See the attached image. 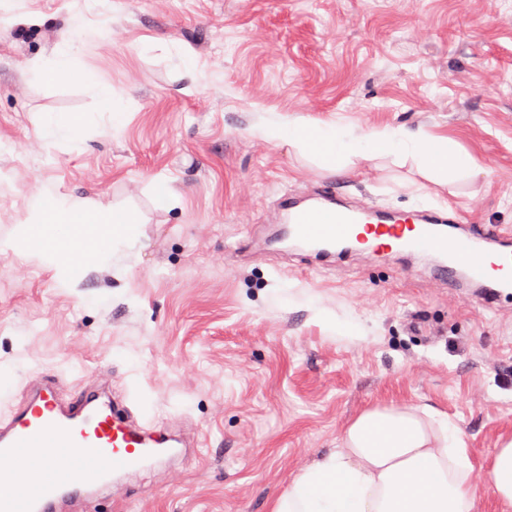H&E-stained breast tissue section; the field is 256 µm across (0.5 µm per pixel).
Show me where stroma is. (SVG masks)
<instances>
[{
    "instance_id": "stroma-1",
    "label": "stroma",
    "mask_w": 512,
    "mask_h": 512,
    "mask_svg": "<svg viewBox=\"0 0 512 512\" xmlns=\"http://www.w3.org/2000/svg\"><path fill=\"white\" fill-rule=\"evenodd\" d=\"M61 57L69 78H35ZM88 74L112 86L121 124ZM49 112L83 116L80 141L46 150ZM288 115L420 129L473 167L444 186L411 160L332 171L260 135ZM160 177L177 207H157ZM44 189L128 209L139 236L74 279L0 252V417L44 376L67 394L107 382L198 443L113 478L85 512H272L360 413L419 405L461 433L477 512H493L512 294L448 285L426 255L270 239L283 196L320 191L512 230V0H0V238Z\"/></svg>"
}]
</instances>
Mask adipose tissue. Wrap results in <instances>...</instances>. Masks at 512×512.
<instances>
[{
  "label": "adipose tissue",
  "mask_w": 512,
  "mask_h": 512,
  "mask_svg": "<svg viewBox=\"0 0 512 512\" xmlns=\"http://www.w3.org/2000/svg\"><path fill=\"white\" fill-rule=\"evenodd\" d=\"M260 133L331 169L365 154L412 158L423 175L443 185L449 169L470 166L445 141L389 126L354 133L336 122L290 116L265 124ZM136 236V220L127 211L96 216L86 201L46 192L32 223L1 239L0 250L37 256L74 279L84 260L106 258ZM473 469L466 442L446 414L427 405L371 408L343 429L333 451L295 475L273 512H476ZM487 482L497 512H512V438L497 446Z\"/></svg>",
  "instance_id": "ef3b65f1"
}]
</instances>
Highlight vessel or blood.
Returning <instances> with one entry per match:
<instances>
[{
  "mask_svg": "<svg viewBox=\"0 0 512 512\" xmlns=\"http://www.w3.org/2000/svg\"><path fill=\"white\" fill-rule=\"evenodd\" d=\"M288 221L292 234L309 243L355 236L382 249L430 251L442 257L447 275L460 271L475 286L512 289V247L482 251L480 240L494 239L493 231L453 234L440 213L418 224L384 219L363 226L346 210L292 206ZM184 445L178 434L157 429L131 408H119L110 392L84 390L64 398L56 380H41L21 406L0 419V483L13 488L0 497V512H70L114 475L142 466L155 449Z\"/></svg>",
  "mask_w": 512,
  "mask_h": 512,
  "instance_id": "obj_1",
  "label": "vessel or blood"
}]
</instances>
